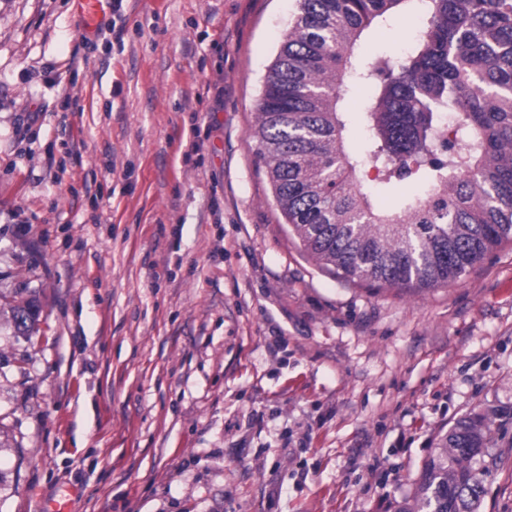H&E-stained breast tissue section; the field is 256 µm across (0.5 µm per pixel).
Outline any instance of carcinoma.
<instances>
[{"mask_svg": "<svg viewBox=\"0 0 512 512\" xmlns=\"http://www.w3.org/2000/svg\"><path fill=\"white\" fill-rule=\"evenodd\" d=\"M421 15L397 66L360 60L376 29ZM368 89L365 145L350 150L346 93ZM254 135L274 199L304 249L343 278L431 288L461 277L512 241V0H299L262 86ZM375 171L395 208H381L360 171ZM36 296L11 324L32 335ZM493 421L462 417L425 462L404 512H479L474 468Z\"/></svg>", "mask_w": 512, "mask_h": 512, "instance_id": "obj_1", "label": "carcinoma"}]
</instances>
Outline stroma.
Instances as JSON below:
<instances>
[{"label":"stroma","instance_id":"stroma-1","mask_svg":"<svg viewBox=\"0 0 512 512\" xmlns=\"http://www.w3.org/2000/svg\"><path fill=\"white\" fill-rule=\"evenodd\" d=\"M297 14L123 0L118 41L0 0V512H404L468 415L479 512H512V241L430 289L304 250L253 135ZM40 316V304L35 295L15 300L11 306V324L17 336H32Z\"/></svg>","mask_w":512,"mask_h":512}]
</instances>
